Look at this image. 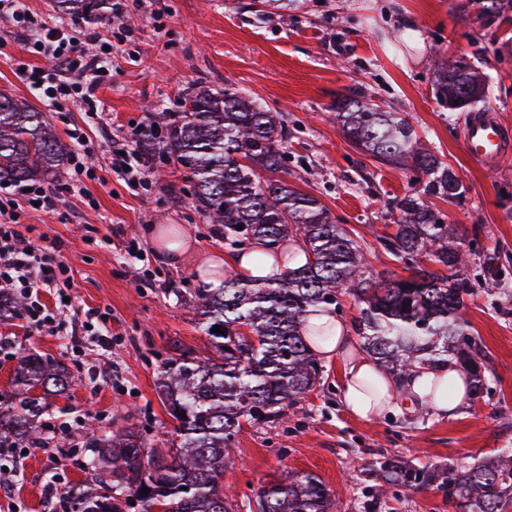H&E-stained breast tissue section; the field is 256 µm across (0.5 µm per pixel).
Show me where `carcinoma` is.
Wrapping results in <instances>:
<instances>
[{
	"instance_id": "carcinoma-1",
	"label": "carcinoma",
	"mask_w": 512,
	"mask_h": 512,
	"mask_svg": "<svg viewBox=\"0 0 512 512\" xmlns=\"http://www.w3.org/2000/svg\"><path fill=\"white\" fill-rule=\"evenodd\" d=\"M58 10L78 23L112 15V0H56ZM442 57L432 90L456 112H473L484 90L463 58ZM184 109L147 111L136 138L140 150L171 161L193 178V207L205 222L224 229V250L242 252L263 241L281 253L276 279L245 281L227 273L218 288L188 291L213 338L216 356L180 350L162 363L157 393L173 420L167 452L148 447L145 431L120 426L101 435L87 423V478L50 503L49 512H231L224 467L242 423L281 418L321 380L322 367L302 337L309 308L339 311V296L364 304L357 318L364 350L399 376L414 363L454 360L468 368L473 393L485 388V353L463 318L468 278L459 275L465 251L458 229L445 221L434 200L460 201L466 188L454 170L425 147L409 120L360 98L336 100L332 110L347 139L371 157L423 174L419 188L396 203L400 213L387 250L410 267L404 278L376 280L361 245L336 223L315 196L284 179H260L283 170L287 157L282 114L232 87L212 91L204 82L183 89ZM70 156L68 145L32 104L0 94V182L15 184L51 177ZM242 229H237V226ZM298 238L306 262L283 247ZM431 251L446 276L416 266ZM219 325L224 334L213 331ZM248 326L256 341L247 340ZM73 376L58 363L24 352L12 379L14 392L0 405V447L16 436L37 438L46 395H61ZM383 496L432 486L454 498L456 512H506L512 506V451L489 455L458 468L411 466L383 456L373 464ZM149 493L141 495L142 488ZM256 512H338L336 499L313 473L295 471L256 494Z\"/></svg>"
}]
</instances>
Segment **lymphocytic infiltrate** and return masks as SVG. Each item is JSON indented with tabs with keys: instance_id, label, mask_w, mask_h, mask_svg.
Instances as JSON below:
<instances>
[{
	"instance_id": "1",
	"label": "lymphocytic infiltrate",
	"mask_w": 512,
	"mask_h": 512,
	"mask_svg": "<svg viewBox=\"0 0 512 512\" xmlns=\"http://www.w3.org/2000/svg\"><path fill=\"white\" fill-rule=\"evenodd\" d=\"M1 14L9 16L15 28L32 39L34 54L47 62L43 68L24 65L21 80L29 84L48 107L59 110L71 103L84 104L88 107L89 122L100 123L102 117L96 106V92L112 69L111 51L102 49L91 55L75 52L69 26L37 22L24 0H0ZM84 135L83 127L76 125L69 130L76 145L70 158V183L52 192L32 189L26 195L27 202L53 210L61 196L76 191L81 176L88 171ZM17 196V190L0 186V290L23 295L29 324L39 331L64 333L66 347L73 355H81L92 342L102 347L109 345L106 319L98 310H87L83 319L70 321L64 307L53 309L42 302L41 295L45 292L67 297L74 281L63 261H48L44 250L27 243L22 226L16 220Z\"/></svg>"
}]
</instances>
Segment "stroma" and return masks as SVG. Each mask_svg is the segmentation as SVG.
Instances as JSON below:
<instances>
[{
  "label": "stroma",
  "instance_id": "stroma-1",
  "mask_svg": "<svg viewBox=\"0 0 512 512\" xmlns=\"http://www.w3.org/2000/svg\"><path fill=\"white\" fill-rule=\"evenodd\" d=\"M112 20L76 24L79 46L94 51L87 35L132 30L112 65V80L97 92L104 125L87 132L92 170L86 195L63 198L56 211L20 206L17 220L32 244L58 245L74 279L77 308L109 312L112 346H93L74 357L59 336L29 327L25 315L0 320V395L10 394L21 351L64 364L75 379L53 398L42 417L62 430L59 447L32 448L30 440L0 450L10 468L11 490L0 512H47L48 486L83 481L88 453L81 434L87 417L106 431L133 422L150 428L156 448H166L173 424L155 391L172 344L210 355L203 321L181 287L204 283L193 259L177 263L158 255L153 227L177 225L205 255L224 249V236L203 223L172 187L187 188L188 173L141 157L146 183L130 189L108 173L112 143L134 144L147 109L178 111L188 84L231 85L281 112L288 132V182L322 201L337 223L361 244L376 277L408 270L383 239L398 214L396 202L417 184L404 170L351 146L332 110L337 99L358 96L391 106L407 117L424 142L448 163L467 188L462 203L439 202L458 225L469 249L464 276L473 294L463 316L487 355L486 390L448 416L420 409L366 422L340 400L342 368L322 365L317 387L275 423L243 424L223 482L234 494L233 512H255L260 487L291 471L320 477L342 512H455L441 492L423 488L378 497L367 475L370 462L399 456L416 464L463 467L512 448V156L490 169L465 152L464 115L439 103L431 89L438 44L477 69L485 105L512 130V9L486 23L466 0H124ZM420 34L405 40L406 29ZM29 54L11 22L0 16V92L38 104L16 76ZM136 239L145 262L124 251Z\"/></svg>",
  "mask_w": 512,
  "mask_h": 512
}]
</instances>
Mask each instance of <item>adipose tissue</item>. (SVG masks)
Masks as SVG:
<instances>
[{"mask_svg":"<svg viewBox=\"0 0 512 512\" xmlns=\"http://www.w3.org/2000/svg\"><path fill=\"white\" fill-rule=\"evenodd\" d=\"M196 268L200 274L208 275L226 268L240 277L254 280L275 273L274 264L257 268L250 258L243 254L213 253L199 257ZM306 325L326 323L332 326L331 338L325 342H311L310 347L316 358L329 361L340 360L343 365L341 401L352 416L372 421L391 409L398 407L401 400L411 397L419 404L426 405L440 414H448L462 406L467 400L468 373L453 363L415 364L410 375L397 380L367 354L355 341L350 325L325 307H316L308 312ZM453 379L456 392L451 399L443 400L430 396L429 384L436 379Z\"/></svg>","mask_w":512,"mask_h":512,"instance_id":"obj_1","label":"adipose tissue"}]
</instances>
